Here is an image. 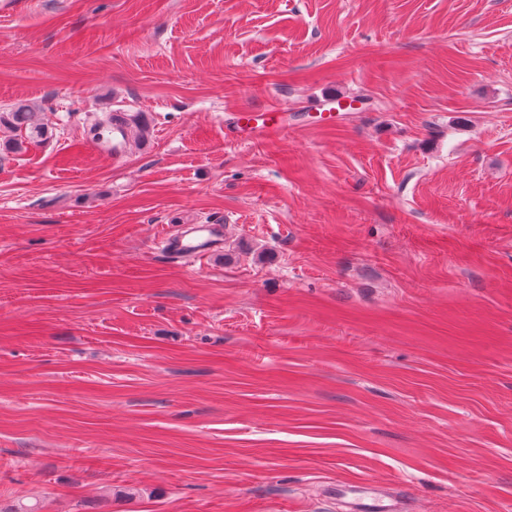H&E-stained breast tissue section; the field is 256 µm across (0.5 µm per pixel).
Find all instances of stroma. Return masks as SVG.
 Instances as JSON below:
<instances>
[{
	"label": "stroma",
	"mask_w": 512,
	"mask_h": 512,
	"mask_svg": "<svg viewBox=\"0 0 512 512\" xmlns=\"http://www.w3.org/2000/svg\"><path fill=\"white\" fill-rule=\"evenodd\" d=\"M10 2L0 512H512V0ZM35 113L25 104L19 105L13 112L0 113V122L3 120L4 123L11 124L19 133L20 138L13 142L14 149L21 150L25 142L46 138L48 132L44 126L37 123ZM127 119L125 116L116 112H104L98 119L95 126L92 127L93 131L97 133L101 128L112 129V153L117 156L122 151L123 146V132L120 128H112V122ZM219 228L218 224H197L174 244L173 251L182 255L200 256L206 249L216 245H212V242L215 241L214 233L218 232ZM351 510L353 512H402L404 509L392 498L385 503L383 498L365 490L354 500Z\"/></svg>",
	"instance_id": "35a3bbf8"
}]
</instances>
